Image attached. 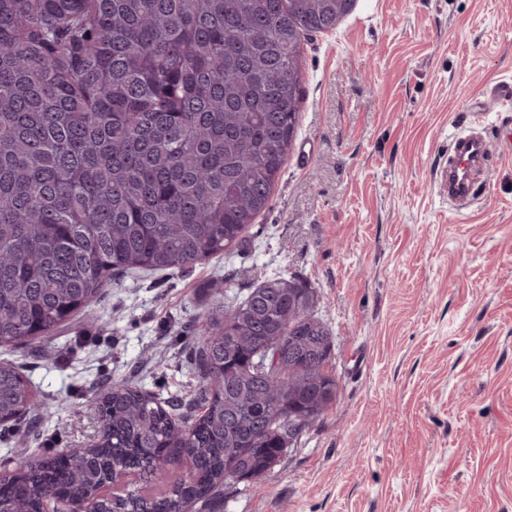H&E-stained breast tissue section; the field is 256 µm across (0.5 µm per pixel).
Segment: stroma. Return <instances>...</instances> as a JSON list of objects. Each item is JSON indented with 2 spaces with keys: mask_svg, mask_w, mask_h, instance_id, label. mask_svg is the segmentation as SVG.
Listing matches in <instances>:
<instances>
[{
  "mask_svg": "<svg viewBox=\"0 0 512 512\" xmlns=\"http://www.w3.org/2000/svg\"><path fill=\"white\" fill-rule=\"evenodd\" d=\"M299 124L240 246L120 273L51 340L0 347L52 414L0 425V474L80 448L126 379L191 402L194 316L287 275L314 290L337 396L258 485L212 512H512V0H356L303 44ZM489 151L440 194L456 138Z\"/></svg>",
  "mask_w": 512,
  "mask_h": 512,
  "instance_id": "1",
  "label": "stroma"
}]
</instances>
